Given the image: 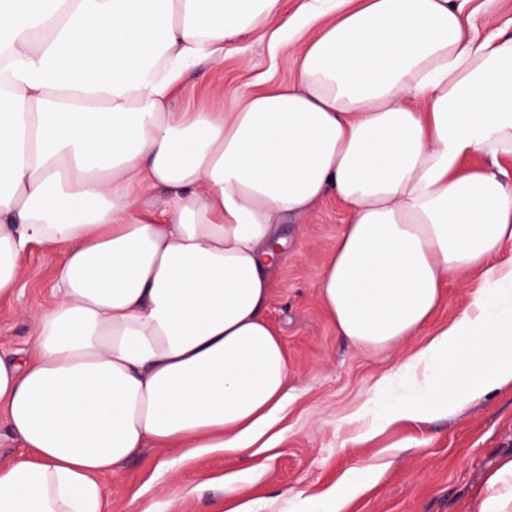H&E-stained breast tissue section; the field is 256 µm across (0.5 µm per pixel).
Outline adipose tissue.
I'll use <instances>...</instances> for the list:
<instances>
[{"label":"adipose tissue","mask_w":512,"mask_h":512,"mask_svg":"<svg viewBox=\"0 0 512 512\" xmlns=\"http://www.w3.org/2000/svg\"><path fill=\"white\" fill-rule=\"evenodd\" d=\"M281 9L0 0V297L31 245L64 252L31 351L0 356V413L33 452L0 465V512H104L102 476L149 446L254 455L291 392L267 320L279 227L330 193L347 222L317 278L353 345L421 335L449 277H478L399 370L419 398L378 424L512 385V36L474 38L453 0H336L288 32ZM266 27L295 82L173 110L186 71ZM473 512H512V457Z\"/></svg>","instance_id":"adipose-tissue-1"}]
</instances>
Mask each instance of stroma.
<instances>
[{"mask_svg": "<svg viewBox=\"0 0 512 512\" xmlns=\"http://www.w3.org/2000/svg\"><path fill=\"white\" fill-rule=\"evenodd\" d=\"M479 38L512 35V0H455ZM296 60L258 30L224 51L209 78L185 74L172 102L180 112L223 111L241 87L266 89L293 82ZM346 222V208L325 197L282 227L288 258L273 272L267 308L281 338L293 391L278 426L272 458L223 452L181 462L175 450L147 448L105 477L106 512H216L224 485L245 476L255 512H298L296 490L317 494L350 466H374L378 478L347 512H473L474 497L500 460L512 457V388L484 396L461 412L428 422L407 421L363 440L366 421L355 414L377 383L397 374L406 358L465 308L472 280L449 279L444 301L426 328L385 349H366L339 336L322 301L317 272L327 263ZM61 250L35 246L21 263L17 293L0 301V356L28 348L33 317L51 296Z\"/></svg>", "mask_w": 512, "mask_h": 512, "instance_id": "obj_1", "label": "stroma"}]
</instances>
